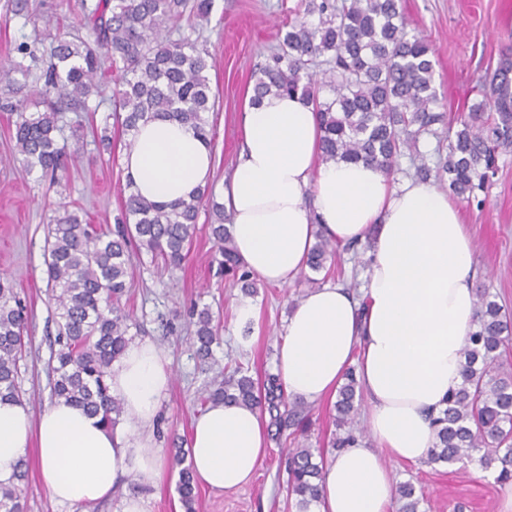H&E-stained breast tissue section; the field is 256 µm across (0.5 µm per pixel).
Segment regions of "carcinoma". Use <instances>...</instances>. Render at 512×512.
I'll return each instance as SVG.
<instances>
[{
	"mask_svg": "<svg viewBox=\"0 0 512 512\" xmlns=\"http://www.w3.org/2000/svg\"><path fill=\"white\" fill-rule=\"evenodd\" d=\"M213 0H97L85 16L91 35L59 37L44 44L35 38L15 47L30 58L0 66L8 97L0 110L17 115L15 154L30 172L55 183L66 172L65 148L58 146L60 114L88 111L100 97L103 58L122 72L121 87L110 96L113 123L128 133L147 119L163 117L192 128L207 139L203 114L214 107L206 71L210 55L187 37L172 39L167 24L190 12L207 21ZM307 19L284 26L270 61L254 74V95L299 93L315 107L324 130L320 161H363L391 175L406 156L414 175L463 200L477 197L496 174L498 156L512 152V56L480 81L478 99L455 122L438 111L435 62L429 44L410 33L399 0H308ZM328 65L314 69L318 60ZM37 85L32 93L30 84ZM34 111H28V108ZM436 140L434 164L419 149L422 136ZM122 219L112 231L97 230L73 213L49 225L48 280L54 295L59 349L54 353L52 397L101 416L116 429L124 414L108 378L130 343L135 322L125 310L132 257L142 251L176 267L190 254L206 190L188 199L158 204L126 184ZM211 239L224 279L244 289L255 287L253 274L237 257L224 225V205L211 202ZM336 240L316 233L306 265L320 272L336 254ZM28 315L17 292L0 281V400L22 402L19 361L26 352ZM218 326L208 310L196 313L194 344L198 357L212 355ZM512 340V312L483 288L476 294L473 326L466 336L463 381L448 395V407L432 419L437 442L426 463L476 464L500 486L512 485V375L499 370ZM361 386L353 369L345 374L335 402V423L343 433L331 449L349 448L363 439L355 424ZM201 402L256 406L270 416L275 436L291 430L286 449L287 498L297 512H309L321 493V463L304 444L307 404L288 396L279 376L261 383L239 361L213 380ZM170 464L177 471V493L184 512H196L198 481L188 451L171 440ZM0 486V512H21L19 483ZM399 512H420L426 502L415 487H396Z\"/></svg>",
	"mask_w": 512,
	"mask_h": 512,
	"instance_id": "1",
	"label": "carcinoma"
}]
</instances>
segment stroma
I'll use <instances>...</instances> for the list:
<instances>
[{"mask_svg": "<svg viewBox=\"0 0 512 512\" xmlns=\"http://www.w3.org/2000/svg\"><path fill=\"white\" fill-rule=\"evenodd\" d=\"M27 15L15 12L16 0H0V64L16 59L22 37L51 41L65 33H85L84 8L94 0H25ZM410 33L433 49L440 105L450 116L465 112L477 98L475 87L493 71L502 54L512 49V0H404ZM302 0H214L207 25H181L172 38L191 35L208 50L213 65L207 71L213 110L205 115L213 155L209 188L215 200L224 198L241 138V114L251 93L253 72L264 65L278 43V29L303 16ZM109 104L95 112L64 113L59 143L79 146L58 183L40 179L12 154L14 127L0 112V275H6L28 312L30 343L19 363L25 404L41 413L52 402L51 351L58 332L53 288L46 274L48 224L63 211L77 212L84 222L108 230L120 215V191L126 185L121 165L128 135L113 130L111 152H100L95 130L111 128ZM475 244L474 285L497 293L512 310V153L501 154L498 171L479 199L459 201ZM201 210L189 258L178 267L164 265L149 253L133 260V278L126 307L139 327L138 340L161 347L170 360L171 383L151 428L160 454H167L172 436L189 438L201 413L198 400L212 379L241 351H248L253 377L276 373V353L291 313L290 301L309 288L303 279L284 285L259 283L255 296L229 287L212 262L213 242ZM210 308L219 325L220 340L213 359L201 364L190 338L193 307ZM284 443L269 440L254 479L231 490L201 488L198 512H295L285 504L287 481L279 461ZM395 482L410 481L424 489L425 512H500L505 488L475 466L438 463L426 466L384 455ZM21 501L25 512H121L123 498L140 494L147 512H179L177 476L168 473L161 490L145 488L125 478L112 497L86 506L52 501L40 481L36 461L28 463Z\"/></svg>", "mask_w": 512, "mask_h": 512, "instance_id": "stroma-1", "label": "stroma"}]
</instances>
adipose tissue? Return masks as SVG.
<instances>
[{
  "label": "adipose tissue",
  "instance_id": "1",
  "mask_svg": "<svg viewBox=\"0 0 512 512\" xmlns=\"http://www.w3.org/2000/svg\"><path fill=\"white\" fill-rule=\"evenodd\" d=\"M321 139L314 106L301 96L269 94L245 105L224 212L246 268L277 285L305 266L316 231L342 243L372 236L362 299L331 284L308 291L288 319L276 365L289 395L310 402L334 396L356 366L372 441L329 456L315 512H388L394 478L382 453L425 459L436 441L431 420L462 381L475 248L447 193L418 180L394 182L361 161L319 164ZM122 165L136 193L171 203L209 182L213 158L192 129L155 118L138 124ZM110 383L124 401L129 434L62 400L37 415L0 401V483L13 482L32 455L62 505L95 503L130 474L160 489L165 463L149 429L170 385L165 353L149 341L129 344ZM266 440L258 408L208 406L190 437L198 481L217 490L249 482Z\"/></svg>",
  "mask_w": 512,
  "mask_h": 512
}]
</instances>
